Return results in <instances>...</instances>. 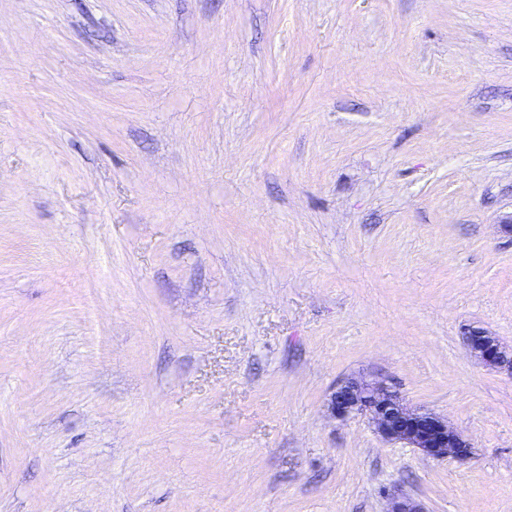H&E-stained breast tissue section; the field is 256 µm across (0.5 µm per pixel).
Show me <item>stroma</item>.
<instances>
[{
	"mask_svg": "<svg viewBox=\"0 0 512 512\" xmlns=\"http://www.w3.org/2000/svg\"><path fill=\"white\" fill-rule=\"evenodd\" d=\"M510 215L512 0H0V512H512ZM467 348L472 357L489 368L512 369L511 348L502 346L499 341L485 331H473L466 338ZM328 410L334 417L364 414L384 440L406 444L428 458L453 455L463 460L470 454L469 442L448 426L447 419L409 408L396 391L382 382L343 381L329 396ZM382 494L388 501L387 512H425L422 504L413 498L389 490H383Z\"/></svg>",
	"mask_w": 512,
	"mask_h": 512,
	"instance_id": "35a3bbf8",
	"label": "stroma"
}]
</instances>
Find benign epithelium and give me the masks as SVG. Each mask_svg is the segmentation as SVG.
Instances as JSON below:
<instances>
[{
	"label": "benign epithelium",
	"mask_w": 512,
	"mask_h": 512,
	"mask_svg": "<svg viewBox=\"0 0 512 512\" xmlns=\"http://www.w3.org/2000/svg\"><path fill=\"white\" fill-rule=\"evenodd\" d=\"M466 344L470 355L483 365L512 369V350L487 332H472ZM328 410L335 417L364 414L380 437L406 444L428 458L452 455L463 460L470 454L469 442L448 426L447 419L409 408L396 391L382 382L358 379L342 382L329 396ZM383 495L388 501L387 512H425L422 504L413 498L388 490Z\"/></svg>",
	"instance_id": "7a95c632"
}]
</instances>
